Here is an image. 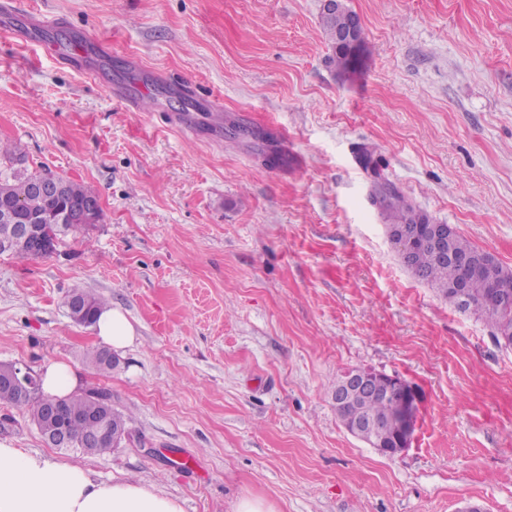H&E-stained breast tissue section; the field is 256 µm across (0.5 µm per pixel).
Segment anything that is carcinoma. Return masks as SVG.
<instances>
[{"label": "carcinoma", "mask_w": 512, "mask_h": 512, "mask_svg": "<svg viewBox=\"0 0 512 512\" xmlns=\"http://www.w3.org/2000/svg\"><path fill=\"white\" fill-rule=\"evenodd\" d=\"M352 21L353 16L347 12L336 14L322 11V28L332 51L328 57L329 64L340 73H345L354 66L353 54L339 40L340 32ZM21 158L23 155L17 147L0 142V160L3 161V166L0 167V205L5 202L18 203L26 216H46L56 208L58 200L51 195L34 190V184L40 179L42 172L28 171L20 163ZM57 180L63 196L69 201L77 202L92 195V192L80 183L61 176L57 177ZM370 200L378 207L388 231L391 229L414 230L420 225L429 223V216L414 207L408 198L389 182L375 185L370 194ZM79 230L81 227L76 224H53L46 221L41 225L48 247L53 250L56 249L59 240ZM451 249L463 255L481 253V249L458 232L453 234ZM407 269L417 280L434 288L444 300L448 301L449 306L463 313H472L486 318L493 328L494 340L506 348L512 347V306L502 304L482 278L471 277L466 281V287H456L461 280L459 268L440 257L431 247L423 244H418L412 249ZM76 299L83 302L89 323L92 325L96 323L98 313L107 306V301L103 297L75 290L66 299V307L72 308ZM95 395L109 397V394L97 389L64 397L65 407L61 422L74 441L75 448L84 453L98 455L112 452L111 443L102 441L82 445L85 438L98 430L95 421L85 418V414L92 409V397ZM399 402L398 397L388 396L369 399L362 404L366 416L388 425V428L380 432L386 445L392 444L395 439L392 426L398 422ZM0 404L28 412L31 421L41 425L43 434L51 429L50 423L43 422L42 409L34 397L22 399L11 390L0 389Z\"/></svg>", "instance_id": "cac0c4a2"}]
</instances>
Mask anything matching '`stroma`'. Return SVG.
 <instances>
[{"instance_id": "35a3bbf8", "label": "stroma", "mask_w": 512, "mask_h": 512, "mask_svg": "<svg viewBox=\"0 0 512 512\" xmlns=\"http://www.w3.org/2000/svg\"><path fill=\"white\" fill-rule=\"evenodd\" d=\"M346 3L367 50L343 76L324 0H14L0 15L56 20L36 46L0 38V141L103 209L50 256L0 255V363H68L80 389L111 393L130 440L55 448L6 405L0 439L183 512H512V349L402 265L359 159L370 149L435 223L512 268V0ZM275 150L287 165L266 164ZM78 289L135 328L112 372L63 304ZM356 367L419 388L405 452L338 418L331 390Z\"/></svg>"}]
</instances>
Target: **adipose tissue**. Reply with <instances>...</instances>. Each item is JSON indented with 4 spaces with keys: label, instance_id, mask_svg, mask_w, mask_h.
I'll return each instance as SVG.
<instances>
[{
    "label": "adipose tissue",
    "instance_id": "ef3b65f1",
    "mask_svg": "<svg viewBox=\"0 0 512 512\" xmlns=\"http://www.w3.org/2000/svg\"><path fill=\"white\" fill-rule=\"evenodd\" d=\"M95 327L115 349L136 332L118 308L103 310ZM0 512H183L173 497L126 478L93 479L83 467L0 440Z\"/></svg>",
    "mask_w": 512,
    "mask_h": 512
}]
</instances>
